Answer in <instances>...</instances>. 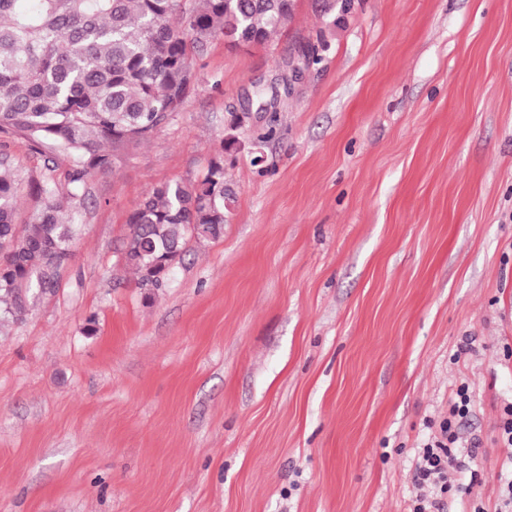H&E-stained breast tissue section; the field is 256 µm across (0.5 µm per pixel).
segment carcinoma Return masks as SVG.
Returning a JSON list of instances; mask_svg holds the SVG:
<instances>
[{
  "label": "carcinoma",
  "instance_id": "obj_1",
  "mask_svg": "<svg viewBox=\"0 0 512 512\" xmlns=\"http://www.w3.org/2000/svg\"><path fill=\"white\" fill-rule=\"evenodd\" d=\"M293 0H0V132L26 139L43 157L37 176L0 153V328L22 319L61 274L81 236L90 182L110 168L108 143L147 141L195 88L210 43L230 36L266 44L293 16ZM350 11L318 0L322 22ZM328 44L302 45L308 66ZM69 162L67 186L57 159ZM35 206L17 221L19 197ZM234 201L223 160L200 180L150 189L129 216L125 267L137 287L165 286L191 239L217 240Z\"/></svg>",
  "mask_w": 512,
  "mask_h": 512
}]
</instances>
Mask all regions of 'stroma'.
I'll list each match as a JSON object with an SVG mask.
<instances>
[{
    "label": "stroma",
    "mask_w": 512,
    "mask_h": 512,
    "mask_svg": "<svg viewBox=\"0 0 512 512\" xmlns=\"http://www.w3.org/2000/svg\"><path fill=\"white\" fill-rule=\"evenodd\" d=\"M197 77L150 141L115 149L58 291L0 335V512H406L464 379L474 492L496 499L512 0H354L328 30L296 0L274 42L215 39ZM218 157L223 236L137 288L129 214Z\"/></svg>",
    "instance_id": "stroma-1"
}]
</instances>
